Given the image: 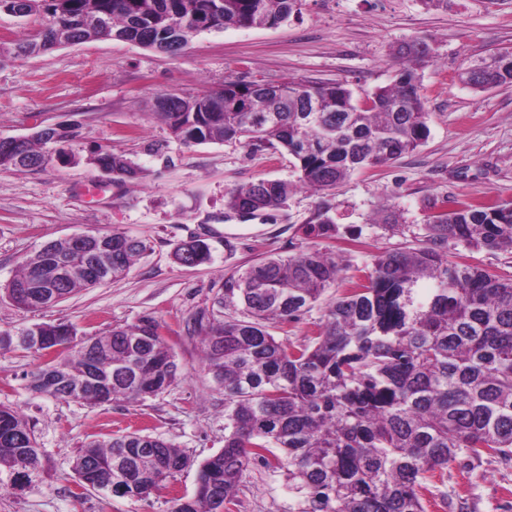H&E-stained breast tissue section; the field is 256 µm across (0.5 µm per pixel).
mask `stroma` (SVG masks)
I'll return each instance as SVG.
<instances>
[{
  "instance_id": "1",
  "label": "stroma",
  "mask_w": 512,
  "mask_h": 512,
  "mask_svg": "<svg viewBox=\"0 0 512 512\" xmlns=\"http://www.w3.org/2000/svg\"><path fill=\"white\" fill-rule=\"evenodd\" d=\"M414 40L434 53L423 70L427 141L387 165L354 172L334 193L299 190L264 214L227 209L224 196L259 179L296 180L291 156L238 144L187 145L156 116L160 95L195 97L228 79L341 83L372 92L391 83L398 48ZM507 48L512 0H448L430 9L419 0H301L278 26L205 31L176 55L107 38L0 60V135H27L37 125L78 127L64 157L46 168L0 169V283L52 240L115 230L148 245L123 280L79 291L55 307L33 311L0 298V330L62 320L91 336L150 317L183 373L157 397L91 407L32 393L27 384L41 357L0 351V403L22 410L44 453L40 487L0 492V512H170L174 496L192 494L195 467L147 500L93 488L80 494L73 461L90 439L135 431L162 435L196 463L223 449L224 391L201 367L199 342L182 329L212 306L225 277L262 256L309 248L327 247L363 265L405 241L372 225L384 203L400 212L406 232H416L432 201L512 200V86L482 91L459 78L467 61ZM100 150L131 160L141 177L114 182L90 162ZM322 206L344 239L305 235ZM197 238L210 245V261L177 263L175 248ZM332 298L325 293L299 320L275 330L276 339L307 342ZM282 458L275 448L267 463L250 468L236 512H299ZM435 483L469 496L476 512H512V462L487 458L475 469L455 463Z\"/></svg>"
}]
</instances>
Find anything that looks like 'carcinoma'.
Masks as SVG:
<instances>
[{"instance_id":"obj_1","label":"carcinoma","mask_w":512,"mask_h":512,"mask_svg":"<svg viewBox=\"0 0 512 512\" xmlns=\"http://www.w3.org/2000/svg\"><path fill=\"white\" fill-rule=\"evenodd\" d=\"M298 0H0L18 16L44 13L37 41L17 42L19 57L75 43L119 38L176 54L204 31L248 27L263 19L275 27ZM210 16L195 27L190 14ZM433 53L425 42L400 59L392 82L364 96L344 84L276 85L224 82L194 98L159 97L157 115L185 144L231 143L285 150L297 181L259 179L231 189L225 207L254 214L283 206L299 187L332 191L353 172L383 166L428 138L429 112L422 70ZM463 81L475 89L512 84V52L474 60ZM320 111H306V104ZM35 137L19 160L0 151V168H45L52 160ZM93 164L113 180L138 178L130 161L98 151ZM432 213L423 233L404 246L372 256L363 266L310 249L264 256L224 280L214 307L196 312L185 333L199 338L202 363L224 389V448L197 467L190 496L172 498L171 512H210L218 495L232 512L246 472L284 452L288 481L301 494L300 512H426L439 498L450 512H469L468 498L434 492L433 477L453 463L485 457L512 461V275L448 260V241L512 252V201H456ZM380 223L399 231V214L384 206ZM316 238L334 239L339 225L320 208L306 225ZM146 245L123 232L88 234L84 247L69 240L44 244L3 287L16 305L49 307L33 283L53 279L61 303L82 289L123 277ZM180 263L210 261L198 239L174 251ZM98 268L93 279L88 269ZM361 273L358 281L346 276ZM340 282L342 292L316 336L286 346L270 332L295 321ZM233 309L239 315L224 314ZM0 330V350L13 346L46 358L30 374L35 394L69 401L68 393L102 386L106 402H143L177 384L181 372L161 325L153 319L77 336L66 323H35ZM193 466L185 449L159 435L132 432L84 444L73 465L78 478L119 497L162 490ZM42 450L34 428L14 406L0 403V492L10 479L37 488Z\"/></svg>"}]
</instances>
